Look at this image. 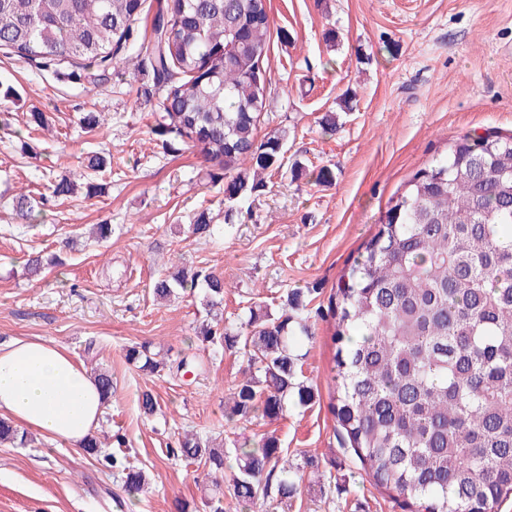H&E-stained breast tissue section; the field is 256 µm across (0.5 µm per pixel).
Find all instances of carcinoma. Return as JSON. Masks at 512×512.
Instances as JSON below:
<instances>
[{
  "instance_id": "obj_1",
  "label": "carcinoma",
  "mask_w": 512,
  "mask_h": 512,
  "mask_svg": "<svg viewBox=\"0 0 512 512\" xmlns=\"http://www.w3.org/2000/svg\"><path fill=\"white\" fill-rule=\"evenodd\" d=\"M144 0H0V50L48 70L68 62L108 68L126 47L145 54L163 81L155 132L165 148L196 150L224 180V223L260 191L259 174L282 165L285 136L258 139L266 107L263 62L269 51L270 0H167L153 36L134 39ZM46 198L20 196L28 224ZM188 233H214L210 209ZM199 288L209 321L203 346L242 355L248 376L224 410L228 422L275 420L288 402H313L297 353L309 334L300 312L317 288L286 295L282 314L250 310L242 330L219 327L224 278L179 267L155 280L166 299ZM328 311L335 320L330 411L371 481L405 512H501L512 500V136L463 134L393 195L364 252L341 276ZM128 361L158 374L167 360L148 342ZM0 443L26 447V433L0 419ZM171 452L209 468L224 512L223 481L247 509L259 500L288 505L297 472L274 436L235 448L234 457L194 435ZM125 474L124 493L144 486Z\"/></svg>"
}]
</instances>
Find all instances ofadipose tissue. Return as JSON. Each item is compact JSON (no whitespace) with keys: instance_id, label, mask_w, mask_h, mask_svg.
Here are the masks:
<instances>
[{"instance_id":"ef3b65f1","label":"adipose tissue","mask_w":512,"mask_h":512,"mask_svg":"<svg viewBox=\"0 0 512 512\" xmlns=\"http://www.w3.org/2000/svg\"><path fill=\"white\" fill-rule=\"evenodd\" d=\"M104 410L94 377L65 348L39 338L0 347V414L19 426L77 445Z\"/></svg>"}]
</instances>
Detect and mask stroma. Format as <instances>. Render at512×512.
Wrapping results in <instances>:
<instances>
[{
	"label": "stroma",
	"instance_id": "stroma-1",
	"mask_svg": "<svg viewBox=\"0 0 512 512\" xmlns=\"http://www.w3.org/2000/svg\"><path fill=\"white\" fill-rule=\"evenodd\" d=\"M270 8L273 30L290 39L270 40L258 134L285 133L283 168L265 174L232 224L224 185L209 178L202 155L168 152L155 134L161 93L149 63H119L103 76L66 65L53 72L0 50V84L17 93L0 112V344L54 342L87 370H108L116 386L95 430L100 456L41 434L24 448L0 445V512H210L203 466L168 453L187 433L229 453L273 435L295 464L316 460L319 478L304 474L289 512H401L337 435L331 317L310 314L312 337L300 346L316 400L233 426L224 401L242 377L241 355L197 343L199 296L159 301L152 286L170 266L221 274L223 322L235 331L251 303L277 317L296 288L320 289L327 303L417 170L461 134L512 133V0H270ZM34 111L48 129L27 128ZM329 112L338 115L331 135L320 126ZM95 154L111 156V169H88ZM297 164L306 173L295 178ZM323 167L332 182L313 180ZM64 178L75 193L49 196V183ZM22 194L48 195L43 224L19 223ZM204 207L216 236L177 233ZM95 224L111 225L107 245L91 238ZM68 238L75 250H63ZM56 252L63 265L24 274L28 256ZM144 341L170 362L188 358L193 372L140 371L125 354ZM145 391L157 400L150 417L139 409ZM117 434L148 480L122 510L124 475L106 460Z\"/></svg>",
	"mask_w": 512,
	"mask_h": 512
}]
</instances>
